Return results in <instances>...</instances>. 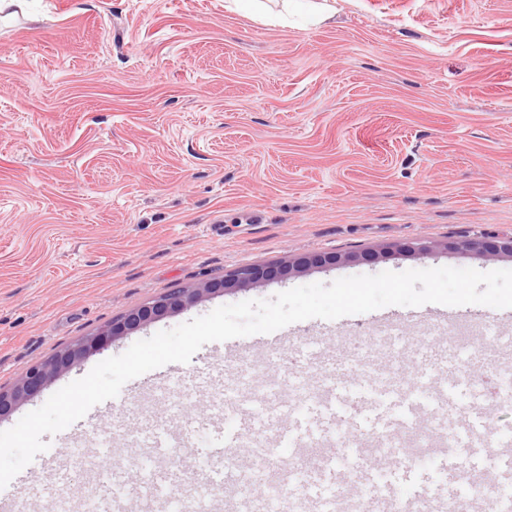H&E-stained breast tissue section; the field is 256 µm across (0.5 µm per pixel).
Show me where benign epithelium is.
<instances>
[{"mask_svg": "<svg viewBox=\"0 0 512 512\" xmlns=\"http://www.w3.org/2000/svg\"><path fill=\"white\" fill-rule=\"evenodd\" d=\"M447 249L470 248L492 256L506 254L512 257V237H491L482 240L450 242ZM379 253L367 251L355 253H319L297 258L293 262L268 265H246L224 272L197 287L178 288L162 294L125 313L107 329L84 336L57 351L46 361L34 365L22 374L14 384L0 387V417L11 413L20 403L37 395L47 383L64 370L82 361L90 354L107 346L113 339L136 330L153 320L186 308L205 294L220 293L232 288H246L257 283L271 281L314 266L336 265L359 260H374Z\"/></svg>", "mask_w": 512, "mask_h": 512, "instance_id": "1", "label": "benign epithelium"}]
</instances>
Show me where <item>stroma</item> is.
Wrapping results in <instances>:
<instances>
[{
	"instance_id": "obj_1",
	"label": "stroma",
	"mask_w": 512,
	"mask_h": 512,
	"mask_svg": "<svg viewBox=\"0 0 512 512\" xmlns=\"http://www.w3.org/2000/svg\"><path fill=\"white\" fill-rule=\"evenodd\" d=\"M512 237V0H336L316 27L269 24L226 0H24L0 17V387L57 350L173 289L247 264L388 245L374 262L312 267L282 280L210 294L115 338L0 419L12 428L57 390L134 342L215 308L262 300L346 276L442 266L512 269V259L447 249L452 240ZM433 243L425 256L400 252ZM438 304L387 306L204 345L166 372L223 378L228 355L249 348L246 389L228 387L257 418L277 412L278 442L335 432L332 410H357L362 434L379 432L391 401L357 365L333 394L294 378L303 360L341 347L358 360L402 348L405 414L432 421L446 383L454 423L481 430L483 448L431 441L438 459L368 463L350 448L336 468L370 464L398 496L435 494L439 463L499 478L512 457L492 442L512 428L501 366L512 364V308L432 323ZM447 364L419 355L447 344ZM500 344L482 385L460 373L481 341ZM203 391L151 374L127 382L96 419V482L126 496L141 460L168 465L166 433L192 437L181 462L207 466ZM163 422L154 447L126 448L117 431L134 415ZM8 491L20 512H48L52 491L23 469Z\"/></svg>"
}]
</instances>
